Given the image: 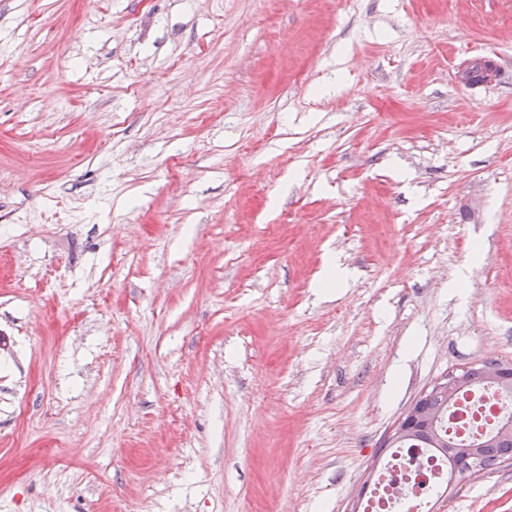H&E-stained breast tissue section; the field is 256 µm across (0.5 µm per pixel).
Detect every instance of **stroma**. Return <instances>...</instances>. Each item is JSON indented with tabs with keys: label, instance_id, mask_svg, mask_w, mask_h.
<instances>
[{
	"label": "stroma",
	"instance_id": "35a3bbf8",
	"mask_svg": "<svg viewBox=\"0 0 512 512\" xmlns=\"http://www.w3.org/2000/svg\"><path fill=\"white\" fill-rule=\"evenodd\" d=\"M489 359L512 0H0V512H352ZM483 363L477 364L473 369H470L471 376L475 381L482 380L483 377ZM467 367H460L447 371L437 378L434 383L426 391H424L407 409V411L396 421L394 424L390 436L396 433H413L415 431L428 432L431 427L434 426L436 420H433L428 409L424 407L425 396L434 388L436 391L443 389L448 386V381L453 385H470L475 384L474 380H471L467 376ZM418 408V409H417ZM389 436V437H390Z\"/></svg>",
	"mask_w": 512,
	"mask_h": 512
}]
</instances>
